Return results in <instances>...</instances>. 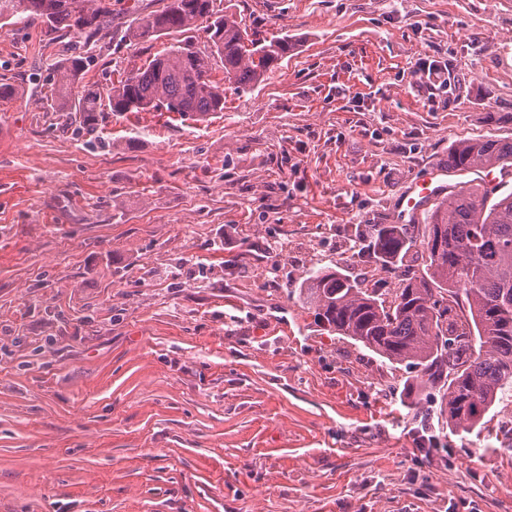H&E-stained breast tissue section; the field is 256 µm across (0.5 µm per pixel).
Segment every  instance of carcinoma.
I'll return each mask as SVG.
<instances>
[{"label": "carcinoma", "instance_id": "carcinoma-1", "mask_svg": "<svg viewBox=\"0 0 512 512\" xmlns=\"http://www.w3.org/2000/svg\"><path fill=\"white\" fill-rule=\"evenodd\" d=\"M112 20V0H0V28L43 24L75 39L57 67L54 98L78 112L80 129L97 128L102 96L113 112L204 116L224 110V87L212 79L219 63L237 91L261 83L293 48L288 36L252 38L214 0H165L129 37L182 35L147 67L101 94L83 84L91 58L83 48ZM206 41L196 46L195 32ZM448 170L512 169V140L453 142ZM362 255L391 272L421 258L400 276L392 298L341 267L309 270L295 288L315 326L354 341L390 363L415 370L410 394H440L439 416L470 430L512 394V192L463 185L426 211L423 224H368L356 230Z\"/></svg>", "mask_w": 512, "mask_h": 512}]
</instances>
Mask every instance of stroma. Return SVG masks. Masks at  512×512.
I'll return each instance as SVG.
<instances>
[{
    "instance_id": "1",
    "label": "stroma",
    "mask_w": 512,
    "mask_h": 512,
    "mask_svg": "<svg viewBox=\"0 0 512 512\" xmlns=\"http://www.w3.org/2000/svg\"><path fill=\"white\" fill-rule=\"evenodd\" d=\"M163 5L112 0L86 84L175 43L128 36ZM215 6L294 50L204 120L91 136L49 97L69 35L0 28V512H512V397L443 428L289 294L369 276L357 225L452 142L512 139V0Z\"/></svg>"
}]
</instances>
